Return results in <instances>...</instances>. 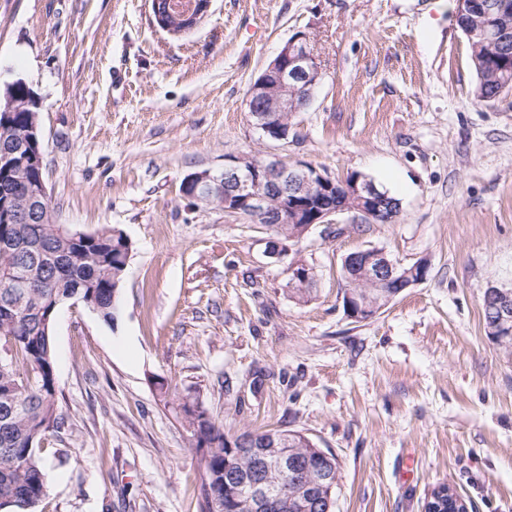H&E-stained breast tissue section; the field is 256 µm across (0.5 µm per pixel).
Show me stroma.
Returning a JSON list of instances; mask_svg holds the SVG:
<instances>
[{
  "instance_id": "stroma-1",
  "label": "stroma",
  "mask_w": 512,
  "mask_h": 512,
  "mask_svg": "<svg viewBox=\"0 0 512 512\" xmlns=\"http://www.w3.org/2000/svg\"><path fill=\"white\" fill-rule=\"evenodd\" d=\"M455 0H211L167 34L150 0H0V87L39 124L58 223L120 229L133 251L112 323L55 319L63 424L43 512H200L180 415L202 400L225 435L302 431L339 463L335 512H422L445 483L471 512H512V354L487 335L512 286V95L475 101ZM323 79L294 137H262L250 85L296 33ZM277 156L399 198L394 224L338 216L292 247L317 275L297 301L265 227L190 205L183 178ZM365 247L429 276L374 319L346 317L341 261ZM167 392L158 390V383Z\"/></svg>"
}]
</instances>
